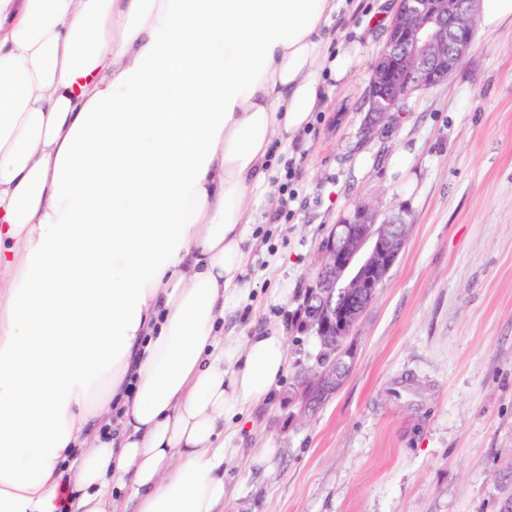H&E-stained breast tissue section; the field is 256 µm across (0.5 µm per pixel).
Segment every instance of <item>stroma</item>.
I'll list each match as a JSON object with an SVG mask.
<instances>
[{"label":"stroma","instance_id":"obj_1","mask_svg":"<svg viewBox=\"0 0 512 512\" xmlns=\"http://www.w3.org/2000/svg\"><path fill=\"white\" fill-rule=\"evenodd\" d=\"M386 41L382 30L362 41L308 149L289 153L297 195L262 234L253 307L231 320L246 334L284 318L291 363L276 399L238 420L224 512H499L498 477L512 470V29L477 33L447 82L368 136L365 95ZM399 150L412 159L401 178L388 167ZM359 204L384 218L407 206V242L358 325L344 385L295 419L285 398L317 354L300 300L320 245ZM283 281L295 295L281 305ZM264 447L272 458L255 463Z\"/></svg>","mask_w":512,"mask_h":512}]
</instances>
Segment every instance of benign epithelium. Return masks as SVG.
<instances>
[{"label": "benign epithelium", "mask_w": 512, "mask_h": 512, "mask_svg": "<svg viewBox=\"0 0 512 512\" xmlns=\"http://www.w3.org/2000/svg\"><path fill=\"white\" fill-rule=\"evenodd\" d=\"M478 0H399L392 24L394 40L374 66L364 129L372 134L394 112L402 111L415 93L447 80L470 49L477 28ZM379 213L364 205L336 225L319 248L317 308L306 332L321 342L326 360L315 366L314 391H296V402L307 415L330 399L344 384V368L354 359L353 348L336 349L327 339L353 335L379 288L397 262L406 242V222L400 216L378 221Z\"/></svg>", "instance_id": "obj_1"}]
</instances>
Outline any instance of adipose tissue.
Instances as JSON below:
<instances>
[{"label": "adipose tissue", "mask_w": 512, "mask_h": 512, "mask_svg": "<svg viewBox=\"0 0 512 512\" xmlns=\"http://www.w3.org/2000/svg\"><path fill=\"white\" fill-rule=\"evenodd\" d=\"M0 0V512H224L230 421L286 377L258 287L277 160L380 0ZM378 3V0H362L360 8L355 13H353L351 16L341 15L337 19L331 28V33L336 32V38L339 36V30H347L349 33H351L354 28H357L360 25L363 15L373 7L377 6Z\"/></svg>", "instance_id": "1"}]
</instances>
